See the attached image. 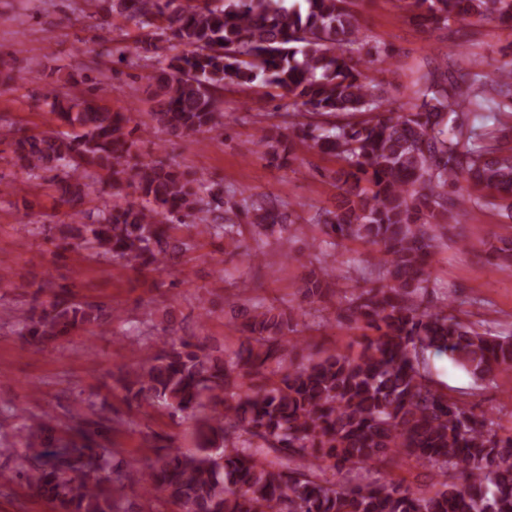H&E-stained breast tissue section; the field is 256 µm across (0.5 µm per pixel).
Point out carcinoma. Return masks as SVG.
Here are the masks:
<instances>
[{
  "label": "carcinoma",
  "mask_w": 512,
  "mask_h": 512,
  "mask_svg": "<svg viewBox=\"0 0 512 512\" xmlns=\"http://www.w3.org/2000/svg\"><path fill=\"white\" fill-rule=\"evenodd\" d=\"M146 35L168 34L186 50L148 80L151 117L164 134L219 135L217 93L259 82L280 91L286 108L307 118L289 126L318 153L336 158L339 202L318 214L324 246L356 240L372 247L376 287L355 283L339 317L376 335L352 356L338 350L296 363L288 337L293 316L258 304L240 331L247 346L216 356L204 337L175 339L167 329L122 380L128 404L161 408L197 423L192 450L147 439L154 458L123 470L99 443L122 420L91 408L56 437L45 411L23 423L22 478L55 512H114L126 492L161 494L175 512H512V428L438 388L428 368L445 354L481 386L512 371V334H496L460 317L429 292L427 267L437 229L454 210L488 205L512 219V151L466 123L469 106L500 108L512 100V69L484 72L443 61L423 72L418 103L389 107L387 90L362 64L385 63L387 50L366 40L355 0H89ZM430 29L450 22L512 24V0H402ZM109 83L81 97L52 96L60 130L0 124L15 163L30 178L51 172L71 223L58 225L67 246L121 260L136 272L161 271L190 245L170 231L190 224L199 238L238 242L240 220L284 227L271 203L239 204L224 191L199 193L200 181L136 150L130 113L102 104ZM106 177L135 198L91 204L89 180ZM484 195L462 192V184ZM324 276L299 289L322 298ZM112 313L56 293L22 316V337L52 344ZM429 471L417 490L389 473Z\"/></svg>",
  "instance_id": "1"
}]
</instances>
